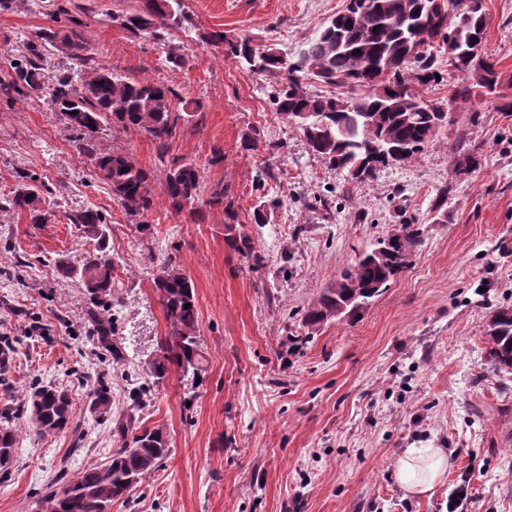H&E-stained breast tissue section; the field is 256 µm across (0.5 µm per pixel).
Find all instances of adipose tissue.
<instances>
[{"instance_id": "ef3b65f1", "label": "adipose tissue", "mask_w": 512, "mask_h": 512, "mask_svg": "<svg viewBox=\"0 0 512 512\" xmlns=\"http://www.w3.org/2000/svg\"><path fill=\"white\" fill-rule=\"evenodd\" d=\"M448 470V455L441 448H408L399 458L395 477L400 488L411 495L427 494Z\"/></svg>"}]
</instances>
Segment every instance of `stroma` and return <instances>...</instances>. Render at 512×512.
<instances>
[{"label": "stroma", "mask_w": 512, "mask_h": 512, "mask_svg": "<svg viewBox=\"0 0 512 512\" xmlns=\"http://www.w3.org/2000/svg\"><path fill=\"white\" fill-rule=\"evenodd\" d=\"M347 0H183L193 25L164 41L118 21L142 0H17L0 10V72L23 40L51 26L54 6L70 9L92 64L166 84L198 102L171 140L168 160L196 163L207 190L224 189L239 233L255 246L243 258L224 239L220 205L205 217L173 214L161 197L164 168L146 134L103 124L101 147L148 171L156 207L138 228L81 154L74 132L47 98L0 95V202L27 176L45 185L53 217L29 223L0 212V342L15 354L0 377V410L18 433L0 471V512H43L64 481L106 462L121 444L120 413L166 433L170 453L112 512H512V372L484 358L490 308L512 306V0H485L484 52L498 93L457 102L438 142L362 186L330 170L276 112L267 78L205 43L210 31L252 36L297 52ZM179 44L185 66L160 64ZM257 140L243 149L245 136ZM479 147L477 173L456 175L455 147ZM224 159L213 162L214 150ZM266 170L264 187L255 175ZM449 189L448 220L431 208ZM266 207L267 221L253 211ZM96 208L110 228L120 301L114 338L124 358L107 413L94 408L105 364L78 279L94 250L69 214ZM403 224L424 229L408 268L358 316L308 331V307L350 262ZM191 279L199 375L173 369L141 401L130 379L144 377L167 332L153 281L166 258ZM64 389L72 421L61 433L31 429L29 397ZM442 448L450 466L431 494H405L395 463L408 448ZM469 482L471 497L456 501Z\"/></svg>", "instance_id": "1"}]
</instances>
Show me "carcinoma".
<instances>
[{"instance_id":"1","label":"carcinoma","mask_w":512,"mask_h":512,"mask_svg":"<svg viewBox=\"0 0 512 512\" xmlns=\"http://www.w3.org/2000/svg\"><path fill=\"white\" fill-rule=\"evenodd\" d=\"M182 0H143L133 13L123 15L121 24L137 34L145 32L163 41L162 30L193 25L183 12ZM484 0H349L345 9L325 23L307 42L298 58L292 60L275 48H260L248 37L231 39L224 31L205 36L213 46H224L225 57L254 73L286 78V87L273 96L275 111L294 125L302 135L308 151L327 166L359 184L371 182L376 172L389 167L383 160L365 169L369 155L380 145L405 149L399 157L406 162L436 141L440 129L435 127L438 103H425L418 87L436 81V46L448 48V34L467 44L483 43L487 17ZM418 29L425 48L411 54L410 28ZM53 47L86 66V47L75 32L43 28L21 59L10 63L8 82L0 80L5 90L24 97L48 94L57 112L78 135L77 146L107 183L113 198L135 217L145 218L155 207L149 174L124 153L99 148L97 133L110 120L125 129L139 130L152 140L157 159L165 162L170 140L178 122L194 112L193 100L179 96L167 85L122 76L98 66L87 73L73 72L45 85L38 59L42 50ZM448 61L460 76L452 99H468L479 94L497 93L499 75L495 63L478 56L450 54ZM163 64L182 66L186 58L182 47L166 45ZM314 79L348 88L354 95H312L304 81ZM355 102L356 109L345 107ZM457 173L467 177L479 166L474 148H461L456 161ZM202 176L197 164L172 162L165 170L162 191L172 213L184 211L196 218L193 203L199 198ZM42 189L35 179L18 188L6 200V209L24 212L31 224H45L52 211L43 207ZM86 237L96 241L94 252L82 266H59L63 278H80L95 299L112 300L115 288V263L107 253V225L101 213L85 209L70 218ZM423 229L404 224L378 241L389 246L384 254L366 251L348 265L336 280L320 292L308 309L304 324L314 330L335 319L336 309L347 306L346 315H359L373 298L379 296L393 280L391 264L400 259L409 262L422 242ZM225 241L242 256L253 252L249 237L237 232L236 225L225 224ZM167 321L168 334L148 364L146 374L160 382L171 367L201 369L204 353L196 336L198 305L195 289L180 266L167 258L153 282ZM190 307H185V304ZM102 311L94 318L98 343L117 358L120 347L112 340L113 319ZM488 361L500 372L512 370V308L498 307L490 312L486 325ZM34 395L41 403L30 400L34 431L39 435L60 433L68 428L71 402L67 395L49 387H40ZM116 432L122 445L112 450L108 460L85 469L63 483L45 498L44 512H104L112 503L129 497L132 490L169 455L166 434L160 428L135 426L133 416L119 418ZM17 434L12 426H0V469L13 460Z\"/></svg>"}]
</instances>
